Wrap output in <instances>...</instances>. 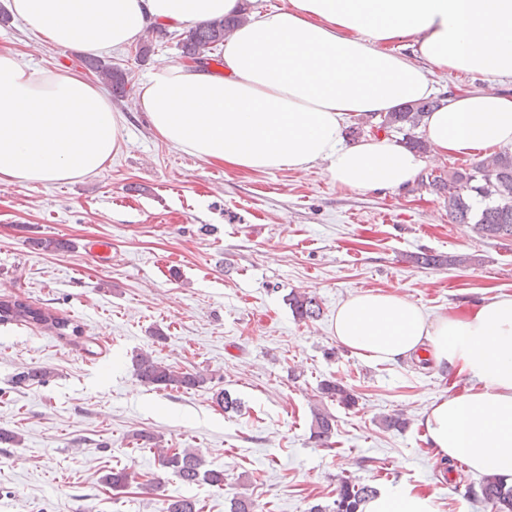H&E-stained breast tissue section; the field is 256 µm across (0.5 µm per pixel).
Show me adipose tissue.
<instances>
[{
	"label": "adipose tissue",
	"instance_id": "adipose-tissue-1",
	"mask_svg": "<svg viewBox=\"0 0 512 512\" xmlns=\"http://www.w3.org/2000/svg\"><path fill=\"white\" fill-rule=\"evenodd\" d=\"M44 40L101 55L133 44L146 24L184 28L241 13L242 0H6ZM411 41L427 66L394 50ZM512 76V0H289L256 12L224 43V74L161 66L140 85L151 128L207 162L266 171L323 164L337 184L397 191L421 155L382 133L347 140L352 118L425 99L429 71ZM125 116L90 79L46 70L0 50V181H70L118 153ZM421 137L439 157L482 158L512 145V94L449 95ZM359 358L394 362L425 353L469 376L464 393L424 415L438 460L512 478V295L469 312L430 317L399 292L347 298L333 323ZM363 512H439L435 495L379 492Z\"/></svg>",
	"mask_w": 512,
	"mask_h": 512
}]
</instances>
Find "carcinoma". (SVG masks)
<instances>
[{
	"label": "carcinoma",
	"instance_id": "obj_1",
	"mask_svg": "<svg viewBox=\"0 0 512 512\" xmlns=\"http://www.w3.org/2000/svg\"><path fill=\"white\" fill-rule=\"evenodd\" d=\"M244 20L242 16H229L198 22L179 34L176 46L181 55L193 61L208 65L212 62L223 64L221 56L224 38ZM112 92L119 97L126 95L125 73L101 59L85 61ZM440 106L437 100L413 101L394 112L380 115H362L364 124L375 126L377 130L402 135V143L420 152L427 151V144L416 135L426 116ZM434 186L444 194L448 205V215L456 224H468L473 232L482 238L512 237V151L502 150L468 168H458L448 172V177L434 176ZM31 244L43 251H66L69 241L60 238H35ZM410 261L425 266H456L469 261L465 255H433L420 253L410 257ZM288 306L299 320H314L321 315V306L316 296L307 292L288 294ZM28 323L43 326L58 336L76 333L66 318H60L31 303L15 300H0V324ZM134 371L145 385L158 391L177 388L185 391L202 387L207 378L199 372L178 371L163 364L150 353H138L133 360ZM47 376L43 369L28 368L15 377L18 384L32 385L42 382ZM321 398L343 407L356 405L353 391L336 379H324L318 387ZM335 429V417L329 412L317 410L311 423V437L318 442H326ZM139 439L157 454L159 465L172 471L186 485L201 480L212 486H224V472L203 469L202 458L193 450L163 448L151 433L139 434ZM376 489L369 484L348 480L340 483L333 501V512H359L367 498ZM481 496L491 504L494 512H512V484L503 477L488 476L481 484ZM166 512H200L198 502L192 497H178L167 503Z\"/></svg>",
	"mask_w": 512,
	"mask_h": 512
}]
</instances>
